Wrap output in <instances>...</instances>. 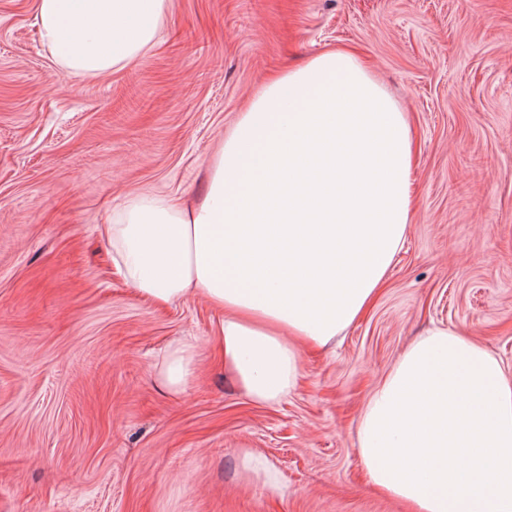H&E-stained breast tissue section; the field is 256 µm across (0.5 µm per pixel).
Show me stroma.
I'll return each mask as SVG.
<instances>
[{"label": "stroma", "mask_w": 512, "mask_h": 512, "mask_svg": "<svg viewBox=\"0 0 512 512\" xmlns=\"http://www.w3.org/2000/svg\"><path fill=\"white\" fill-rule=\"evenodd\" d=\"M33 3L0 0V512H407L357 449L398 359L445 327L512 376V0H171L146 58L92 78L60 73ZM341 45L410 116L409 232L375 306L259 405L224 373L219 315L139 297L103 226L141 193L203 194L268 77ZM182 340L200 370L174 395ZM197 344L182 343L172 348L160 371L162 385L173 394L181 393L193 377L196 365Z\"/></svg>", "instance_id": "35a3bbf8"}]
</instances>
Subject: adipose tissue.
Wrapping results in <instances>:
<instances>
[{
	"label": "adipose tissue",
	"mask_w": 512,
	"mask_h": 512,
	"mask_svg": "<svg viewBox=\"0 0 512 512\" xmlns=\"http://www.w3.org/2000/svg\"><path fill=\"white\" fill-rule=\"evenodd\" d=\"M169 0H36L61 72L95 77L144 58ZM415 195L405 112L347 48L271 77L224 137L205 194H140L104 236L123 279L159 306L190 295L220 315L224 363L258 403L287 397L306 343L369 307L409 231ZM198 346L172 348L181 393ZM369 481L410 512H512V378L465 333L435 328L365 407Z\"/></svg>",
	"instance_id": "obj_1"
}]
</instances>
